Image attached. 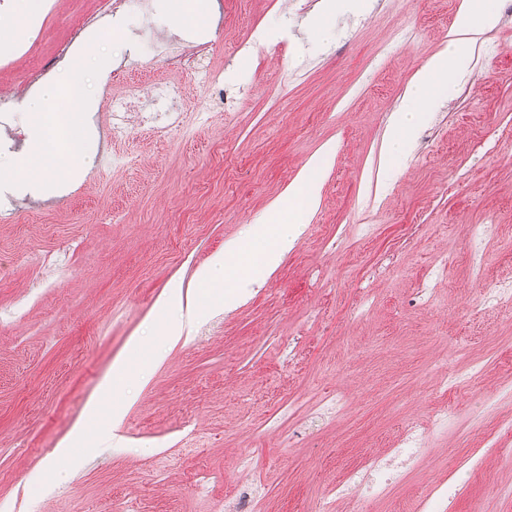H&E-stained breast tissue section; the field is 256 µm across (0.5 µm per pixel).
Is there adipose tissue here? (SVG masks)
<instances>
[{
    "label": "adipose tissue",
    "instance_id": "adipose-tissue-1",
    "mask_svg": "<svg viewBox=\"0 0 512 512\" xmlns=\"http://www.w3.org/2000/svg\"><path fill=\"white\" fill-rule=\"evenodd\" d=\"M496 22L497 0H464L455 21L454 38L447 49L435 54L416 73L388 128L385 167H392L408 151L420 124L465 70L468 58L463 50L464 36L484 32ZM84 62L81 55L71 58V81L62 88H49L54 107L35 100L24 104L29 130L26 155L33 191L51 190L57 174L78 172L97 150L85 120L92 103L79 81ZM324 169V155L313 157L303 174L269 204L265 219L254 224L248 235L226 242L223 252L211 258L198 274L203 304L188 308L186 316L160 321L161 332L170 343L182 339L186 320L200 319L207 306L235 303L242 284L258 283L272 274L282 256L293 247L300 224L317 205L316 189Z\"/></svg>",
    "mask_w": 512,
    "mask_h": 512
}]
</instances>
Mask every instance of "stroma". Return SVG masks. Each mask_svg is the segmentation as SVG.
Returning <instances> with one entry per match:
<instances>
[{"instance_id": "obj_1", "label": "stroma", "mask_w": 512, "mask_h": 512, "mask_svg": "<svg viewBox=\"0 0 512 512\" xmlns=\"http://www.w3.org/2000/svg\"><path fill=\"white\" fill-rule=\"evenodd\" d=\"M197 28L166 0L119 11L42 0L28 32L0 47V512H233L257 483L262 512H313L346 464L388 453L425 420L434 380L485 369L449 393L454 421L372 512H407L440 468L482 447L488 405L512 379V309L484 289L512 280V0L468 46L469 70L420 126L410 154L380 169L385 133L413 76L446 47L462 0H369L326 20L322 0H208ZM206 43L218 89L165 57ZM83 52L98 147L57 195L21 191L29 74L65 77L62 46ZM150 67L189 99L180 134L156 144L131 127L109 165L110 82ZM319 202L293 249L236 304L170 344L159 310L173 285L243 237L317 154ZM391 263L389 275L375 268ZM161 360L146 384L100 387L115 360ZM346 413L315 411L326 388ZM101 397L102 410L86 409ZM130 407L109 437L113 405ZM89 423L66 465L56 449ZM448 512H512V461L486 453Z\"/></svg>"}]
</instances>
